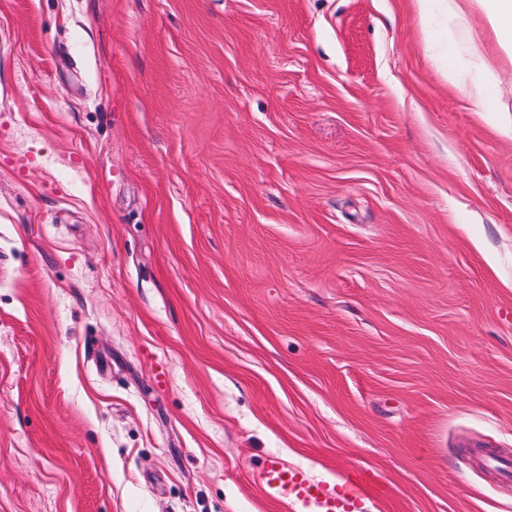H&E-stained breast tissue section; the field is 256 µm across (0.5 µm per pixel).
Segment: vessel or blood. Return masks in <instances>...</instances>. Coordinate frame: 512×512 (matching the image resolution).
<instances>
[{
  "label": "vessel or blood",
  "mask_w": 512,
  "mask_h": 512,
  "mask_svg": "<svg viewBox=\"0 0 512 512\" xmlns=\"http://www.w3.org/2000/svg\"><path fill=\"white\" fill-rule=\"evenodd\" d=\"M264 489L267 493H289L302 503H315L320 512H348L354 501L363 495L377 499L386 498L387 486L361 471L352 472L342 495L330 497L319 487L298 481L295 476L279 467H270L265 476Z\"/></svg>",
  "instance_id": "1"
}]
</instances>
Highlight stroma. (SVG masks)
<instances>
[{
	"instance_id": "stroma-1",
	"label": "stroma",
	"mask_w": 512,
	"mask_h": 512,
	"mask_svg": "<svg viewBox=\"0 0 512 512\" xmlns=\"http://www.w3.org/2000/svg\"><path fill=\"white\" fill-rule=\"evenodd\" d=\"M414 3L0 0V512H512V136ZM264 490L269 494L289 493L290 496L302 503L313 502L321 512H345L354 501L363 495L377 499L386 498L389 491L387 486L362 471H354L348 478V483L342 495L329 497L319 487L298 481L295 475L282 470L275 464L266 473Z\"/></svg>"
}]
</instances>
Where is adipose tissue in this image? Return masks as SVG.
Here are the masks:
<instances>
[{
    "label": "adipose tissue",
    "instance_id": "ef3b65f1",
    "mask_svg": "<svg viewBox=\"0 0 512 512\" xmlns=\"http://www.w3.org/2000/svg\"><path fill=\"white\" fill-rule=\"evenodd\" d=\"M442 13L436 25L445 33L449 45H456L462 19L481 11L488 29L494 34L502 52L512 59V0H442ZM445 77L449 85L466 86L470 99L485 112L496 111L492 93L499 82L497 71L478 49H471L465 68L448 66Z\"/></svg>",
    "mask_w": 512,
    "mask_h": 512
}]
</instances>
